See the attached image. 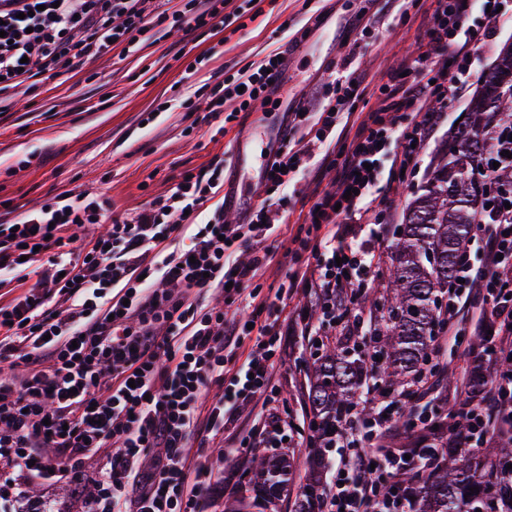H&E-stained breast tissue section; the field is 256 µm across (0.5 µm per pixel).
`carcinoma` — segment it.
<instances>
[{"label": "carcinoma", "instance_id": "obj_1", "mask_svg": "<svg viewBox=\"0 0 512 512\" xmlns=\"http://www.w3.org/2000/svg\"><path fill=\"white\" fill-rule=\"evenodd\" d=\"M463 124L448 133V141L461 149L448 158V149L434 157L430 177L413 192L406 206L400 233L387 245L389 263L381 268L385 288H373L366 302L373 316L369 344L382 358L378 373L385 385L398 390L413 372L428 362L432 338L441 328L437 299L453 285L456 259L474 224H508L509 210L495 211L483 197L484 178L478 172L488 148L512 144V44L503 47L491 70L479 81L465 106ZM493 180L512 185V159L497 157ZM489 342L484 336L470 341L473 362L469 381L480 386L496 368L511 369L512 361L483 365ZM308 404L314 441L335 433L347 412L370 380L366 352L359 345L341 340H321L309 367ZM462 416V407L450 405L435 416L437 434L442 435ZM512 439L505 437L492 452L454 449L426 476L398 479L407 496L414 497L413 512H512ZM326 462L318 453L309 460V470L299 483L294 512H315L323 495ZM248 480L240 483L238 495L224 501V512H273L281 497L288 495L294 471L286 454L269 455L259 448L249 452ZM476 487L478 491L471 492Z\"/></svg>", "mask_w": 512, "mask_h": 512}]
</instances>
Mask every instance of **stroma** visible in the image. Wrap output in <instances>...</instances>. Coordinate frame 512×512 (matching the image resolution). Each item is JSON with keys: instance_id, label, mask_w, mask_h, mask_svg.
Instances as JSON below:
<instances>
[{"instance_id": "1", "label": "stroma", "mask_w": 512, "mask_h": 512, "mask_svg": "<svg viewBox=\"0 0 512 512\" xmlns=\"http://www.w3.org/2000/svg\"><path fill=\"white\" fill-rule=\"evenodd\" d=\"M367 0H263L261 14L246 28L226 29L222 37L194 38L175 32L153 46L129 54L88 62L82 69L51 76L30 94L13 98L0 114V201L10 200L14 211L0 208V221H15L56 196L81 192L110 197L115 213L140 210L151 198L167 194L181 176L208 166L214 159L234 166L236 137L264 120L263 111L243 115L239 124L217 133V120L205 112L175 108L141 126L144 112L158 100L221 81L237 70L259 63L284 40H291L288 56V100L309 104L333 77L352 71L366 74L367 85L357 111L375 109L381 76L415 55L423 33L399 20L402 0H389L378 31L359 35L352 14ZM223 53L208 67L189 75L179 50L200 54L214 46ZM448 136L440 127L420 152L419 165L384 201L391 224L402 221L412 193L429 176L436 150ZM315 351L309 336H294L277 363L274 378L281 398L280 414L299 410L307 400L306 366ZM253 417L243 410L236 435L206 448H192L197 463L209 466L213 484L203 497L200 512H224L233 497L248 456L240 442H252ZM237 454L225 460V446ZM42 512H78L75 496L66 486H48L12 470Z\"/></svg>"}]
</instances>
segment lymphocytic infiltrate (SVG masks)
<instances>
[{
  "mask_svg": "<svg viewBox=\"0 0 512 512\" xmlns=\"http://www.w3.org/2000/svg\"><path fill=\"white\" fill-rule=\"evenodd\" d=\"M500 0H432L420 18L427 41L378 85L376 109L354 112L365 82L352 73L333 81L304 111L286 112L274 160L262 173L277 202L251 209L245 222L224 221V163L217 160L184 177L169 194L133 217L114 214L105 195L59 196L0 224V276L17 295L0 302V461L50 484L78 488L80 466L98 449L114 451L88 501V512H197L211 485L193 464L190 439H223L242 407L258 406L256 434L276 449L295 447L294 425L278 413L274 366L282 336L295 318L285 314L287 289L311 287L322 323L340 336H366L359 298L378 271L383 224L369 216L383 195L415 168L420 145L443 123L475 76V55L486 37L472 24L475 11L499 20ZM233 0H0V112L18 92L45 75H63L111 54L136 52L171 31L215 35L241 19ZM287 46L257 66L239 70L206 95V108L225 122L271 104L273 77L285 71ZM332 173L315 190L304 216L306 264L287 287L248 302L227 320L222 308L199 306L194 296L220 288L243 297L257 273L277 255L274 239L290 216V189L305 178ZM106 233L83 238L91 223ZM191 231L192 244L177 240ZM479 248L463 253L448 291L435 346H461V337L492 335V355L512 358V293L499 272L512 268V223L476 224ZM480 302L475 328L462 308ZM242 363L231 357L243 342ZM443 365L426 363L398 391L367 387L339 424L343 454L323 495L320 512H410L406 497L381 492L397 474L426 475L441 459L436 445L394 447L400 433L418 437L426 420L419 391ZM224 392L207 398L213 381ZM452 448H482L512 430V371L469 391Z\"/></svg>",
  "mask_w": 512,
  "mask_h": 512,
  "instance_id": "obj_1",
  "label": "lymphocytic infiltrate"
}]
</instances>
